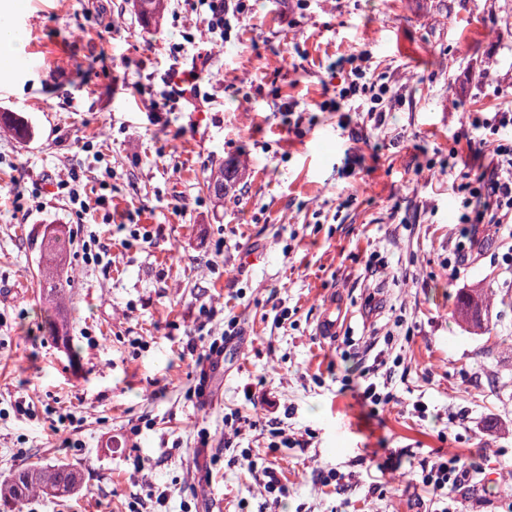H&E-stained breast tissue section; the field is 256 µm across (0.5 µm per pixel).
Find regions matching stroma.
I'll list each match as a JSON object with an SVG mask.
<instances>
[{
	"instance_id": "stroma-1",
	"label": "stroma",
	"mask_w": 512,
	"mask_h": 512,
	"mask_svg": "<svg viewBox=\"0 0 512 512\" xmlns=\"http://www.w3.org/2000/svg\"><path fill=\"white\" fill-rule=\"evenodd\" d=\"M249 3L201 106L155 112L197 50L188 0L150 26L134 0L9 16L26 59L0 113L34 135L0 130V479L64 463L83 485L0 512H436L410 472L450 454L479 469L458 512H512V239L459 221L488 162L472 121L512 108V0ZM358 66L390 88L382 121L333 109ZM232 162L216 198L209 175ZM73 173L80 214L55 194ZM48 227L69 238L63 339L40 300ZM473 288L491 297L483 331L456 312ZM330 298L347 320L324 338ZM231 318L221 365L184 353ZM379 349L385 406L358 390ZM332 470L342 487L321 485Z\"/></svg>"
}]
</instances>
